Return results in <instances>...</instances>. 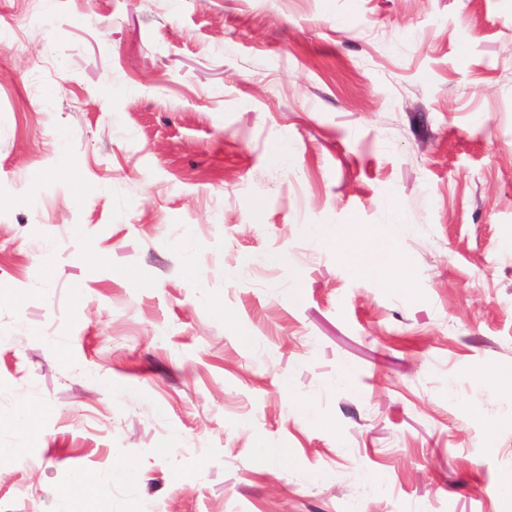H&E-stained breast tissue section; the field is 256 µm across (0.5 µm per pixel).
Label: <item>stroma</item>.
<instances>
[{
	"label": "stroma",
	"instance_id": "stroma-1",
	"mask_svg": "<svg viewBox=\"0 0 512 512\" xmlns=\"http://www.w3.org/2000/svg\"><path fill=\"white\" fill-rule=\"evenodd\" d=\"M508 370L512 0H0V512H512ZM340 234L347 236L354 243L355 250L351 255L353 266L359 271L380 272L383 269L372 267L368 264V260L386 253L385 246L376 239L361 238L360 234L354 230L350 233L345 232L343 229Z\"/></svg>",
	"mask_w": 512,
	"mask_h": 512
}]
</instances>
